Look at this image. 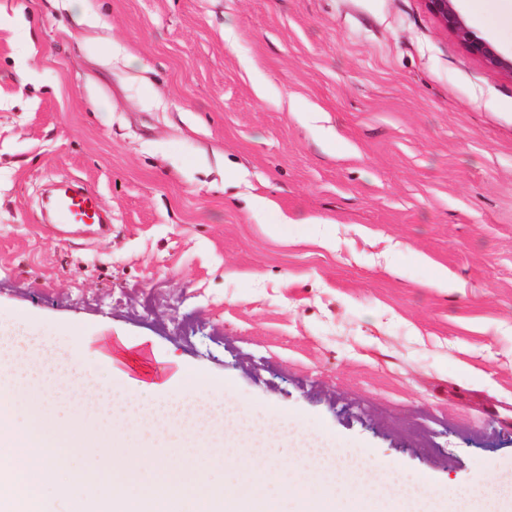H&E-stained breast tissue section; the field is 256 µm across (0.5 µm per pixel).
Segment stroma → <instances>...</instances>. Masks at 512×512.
<instances>
[{
	"label": "stroma",
	"instance_id": "stroma-1",
	"mask_svg": "<svg viewBox=\"0 0 512 512\" xmlns=\"http://www.w3.org/2000/svg\"><path fill=\"white\" fill-rule=\"evenodd\" d=\"M59 181L111 232L45 223ZM17 314L123 337L126 378L205 371L407 481L512 477V78L425 0H0Z\"/></svg>",
	"mask_w": 512,
	"mask_h": 512
}]
</instances>
